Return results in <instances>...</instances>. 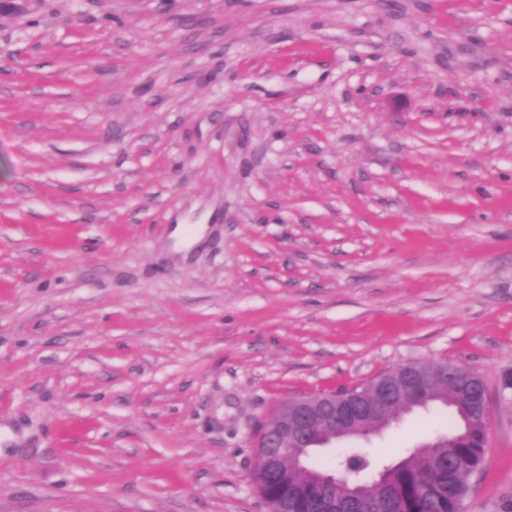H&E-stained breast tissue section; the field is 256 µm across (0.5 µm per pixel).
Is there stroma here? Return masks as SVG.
Wrapping results in <instances>:
<instances>
[{
  "label": "stroma",
  "instance_id": "stroma-1",
  "mask_svg": "<svg viewBox=\"0 0 512 512\" xmlns=\"http://www.w3.org/2000/svg\"><path fill=\"white\" fill-rule=\"evenodd\" d=\"M439 360L492 406L464 512H504L512 0L0 13V512H269L257 422Z\"/></svg>",
  "mask_w": 512,
  "mask_h": 512
}]
</instances>
